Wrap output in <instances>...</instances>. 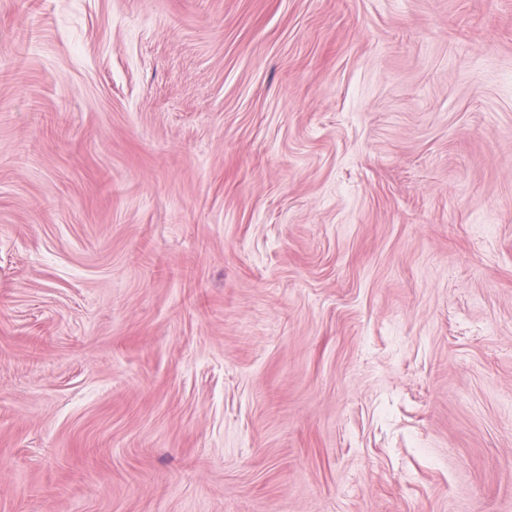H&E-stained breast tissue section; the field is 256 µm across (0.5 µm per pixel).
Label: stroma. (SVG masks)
I'll use <instances>...</instances> for the list:
<instances>
[{"label": "stroma", "instance_id": "stroma-1", "mask_svg": "<svg viewBox=\"0 0 512 512\" xmlns=\"http://www.w3.org/2000/svg\"><path fill=\"white\" fill-rule=\"evenodd\" d=\"M0 512H512V0H0Z\"/></svg>", "mask_w": 512, "mask_h": 512}]
</instances>
